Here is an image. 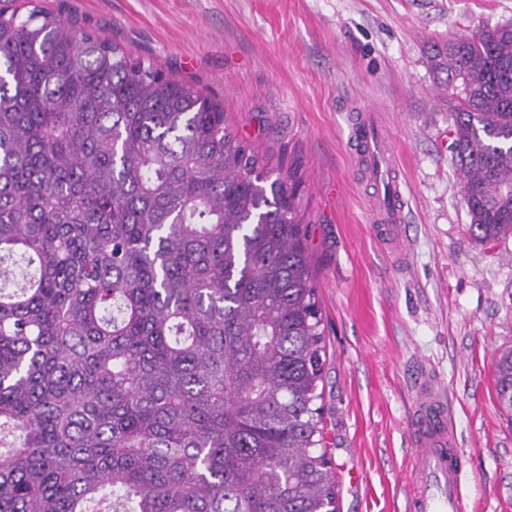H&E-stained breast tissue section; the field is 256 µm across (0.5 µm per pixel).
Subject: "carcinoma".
I'll list each match as a JSON object with an SVG mask.
<instances>
[{
  "label": "carcinoma",
  "instance_id": "obj_1",
  "mask_svg": "<svg viewBox=\"0 0 512 512\" xmlns=\"http://www.w3.org/2000/svg\"><path fill=\"white\" fill-rule=\"evenodd\" d=\"M430 61L492 245L512 234V24ZM269 177L194 87L0 9V512H337L309 226L294 173ZM495 391L512 417L511 350Z\"/></svg>",
  "mask_w": 512,
  "mask_h": 512
}]
</instances>
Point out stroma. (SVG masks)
Wrapping results in <instances>:
<instances>
[{"label":"stroma","instance_id":"35a3bbf8","mask_svg":"<svg viewBox=\"0 0 512 512\" xmlns=\"http://www.w3.org/2000/svg\"><path fill=\"white\" fill-rule=\"evenodd\" d=\"M224 106L269 169L295 167L325 328L319 389L339 512H407L415 386L445 393L464 450L463 512H512V418L495 361L512 349V235L469 233L430 45L505 22L512 0H34ZM399 157L408 239L373 222L352 118Z\"/></svg>","mask_w":512,"mask_h":512}]
</instances>
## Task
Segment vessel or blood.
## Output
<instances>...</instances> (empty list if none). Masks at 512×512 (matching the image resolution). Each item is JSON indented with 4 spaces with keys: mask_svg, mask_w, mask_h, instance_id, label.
I'll return each instance as SVG.
<instances>
[{
    "mask_svg": "<svg viewBox=\"0 0 512 512\" xmlns=\"http://www.w3.org/2000/svg\"><path fill=\"white\" fill-rule=\"evenodd\" d=\"M353 127L371 177L388 181L376 219L386 235H396L405 220L406 201L399 185L389 179L396 169L394 153L371 115H357ZM412 435L417 484L407 496L408 512H462L461 454L449 428L445 398L432 383L419 387Z\"/></svg>",
    "mask_w": 512,
    "mask_h": 512,
    "instance_id": "obj_1",
    "label": "vessel or blood"
}]
</instances>
